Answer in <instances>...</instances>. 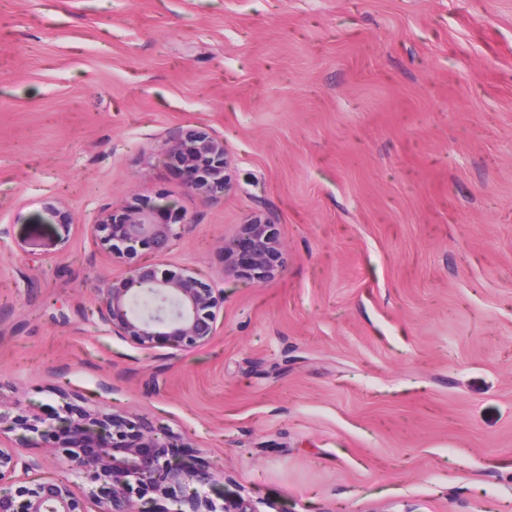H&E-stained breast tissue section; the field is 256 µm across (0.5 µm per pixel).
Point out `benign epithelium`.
<instances>
[{
	"instance_id": "1",
	"label": "benign epithelium",
	"mask_w": 512,
	"mask_h": 512,
	"mask_svg": "<svg viewBox=\"0 0 512 512\" xmlns=\"http://www.w3.org/2000/svg\"><path fill=\"white\" fill-rule=\"evenodd\" d=\"M165 157L187 174L193 191L213 199L228 189L224 171L228 166L224 140L202 132H174L162 146ZM268 221L254 220L247 225L243 250L225 246L224 275H235L243 268L259 279L275 275L271 257L277 241L267 234ZM180 220L158 222L152 213L132 211L120 220L106 217L91 226L97 245L121 263L147 246L157 255L166 254L182 235ZM49 231L45 256H56L70 236L71 225L51 230L45 224L34 226V233ZM224 290L200 281L187 269L159 272L150 260L136 263L129 274L115 276L97 289L96 313L114 336L132 338L147 345L166 329L165 336L176 348L203 345L214 336L216 309ZM58 424L39 429V420L20 415L9 418L0 412V512H84L75 484L67 479L38 477L29 485L11 490L17 471L29 475L41 469L38 459H26L5 432L17 429L40 434L47 448H70V433L82 423L58 417ZM91 425L112 424V441L90 455L66 453L69 470L100 483L98 512H253L241 500L217 504L210 493L218 491L223 475L194 468H174L154 448L167 443L155 437L151 426L141 420L130 426L109 422L107 416L90 418ZM9 424L3 428V424Z\"/></svg>"
}]
</instances>
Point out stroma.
I'll return each instance as SVG.
<instances>
[{"label":"stroma","mask_w":512,"mask_h":512,"mask_svg":"<svg viewBox=\"0 0 512 512\" xmlns=\"http://www.w3.org/2000/svg\"><path fill=\"white\" fill-rule=\"evenodd\" d=\"M222 138L223 197L161 155ZM0 411L147 419L254 512H512V0H0ZM205 345L111 335L90 227L159 199ZM279 271L224 273L251 218ZM41 223L42 224H36L34 226L35 236L40 237L45 229L48 230L49 234H48V237L46 238L47 244L45 245L47 252L45 253V256L47 258L55 257L56 253L59 251L58 249H56V247L57 246H60V247L65 246V244L67 243V241L69 239L70 231H71V224H63V225L61 224L60 225V228L62 229V233H61V232H59L58 229L51 231L50 225H45V224H51L49 221L43 220V222H41ZM52 248H53V251H49Z\"/></svg>","instance_id":"obj_1"}]
</instances>
